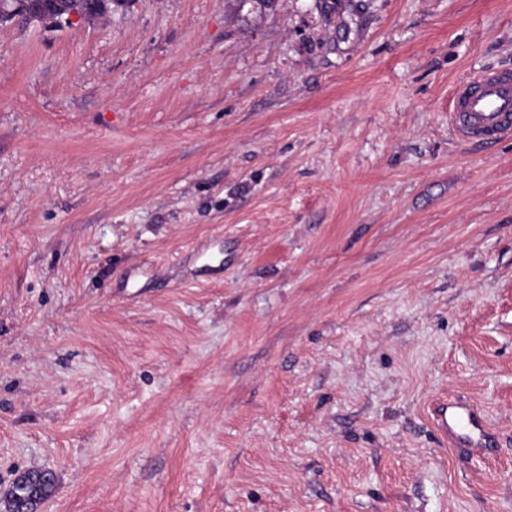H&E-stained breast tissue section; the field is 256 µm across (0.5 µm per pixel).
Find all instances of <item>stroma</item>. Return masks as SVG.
<instances>
[{"label": "stroma", "mask_w": 512, "mask_h": 512, "mask_svg": "<svg viewBox=\"0 0 512 512\" xmlns=\"http://www.w3.org/2000/svg\"><path fill=\"white\" fill-rule=\"evenodd\" d=\"M512 0H122L0 27V494L512 512ZM479 405L485 455L437 434ZM100 6L94 13H88L86 10V4L84 0H70L68 4L73 8L77 9L83 15V19L89 23L93 22H104L109 19L112 15V5L119 2V0H99ZM450 123L461 138L500 139L512 134V73L487 71L455 91ZM431 417L438 434L451 445L487 451L495 444L484 411L477 404L443 400L433 407ZM55 487V476L51 471L28 469L19 474L1 496L0 511L37 512L41 504L53 495Z\"/></svg>", "instance_id": "obj_1"}]
</instances>
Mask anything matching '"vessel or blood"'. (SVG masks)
I'll list each match as a JSON object with an SVG mask.
<instances>
[{
  "instance_id": "vessel-or-blood-1",
  "label": "vessel or blood",
  "mask_w": 512,
  "mask_h": 512,
  "mask_svg": "<svg viewBox=\"0 0 512 512\" xmlns=\"http://www.w3.org/2000/svg\"><path fill=\"white\" fill-rule=\"evenodd\" d=\"M454 132L462 138L499 139L512 134V73L487 71L455 91L450 113ZM438 434L454 446L489 450L494 435L481 407L445 400L431 413Z\"/></svg>"
}]
</instances>
